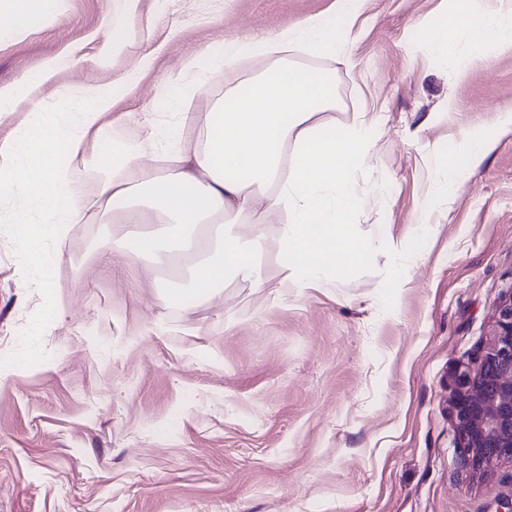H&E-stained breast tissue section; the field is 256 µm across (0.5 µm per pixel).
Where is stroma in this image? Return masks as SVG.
Returning <instances> with one entry per match:
<instances>
[{
	"mask_svg": "<svg viewBox=\"0 0 512 512\" xmlns=\"http://www.w3.org/2000/svg\"><path fill=\"white\" fill-rule=\"evenodd\" d=\"M339 0H60L21 36L0 35V89L52 74L0 111L11 150L63 89L125 76L108 134L123 142L167 81L209 73L224 47L263 38ZM455 0H362L332 69L320 122L375 133L357 165L351 217L387 253L335 281L284 279L279 226L264 225L261 283L233 280L184 311L98 215L47 240L50 270L18 244L0 196V512H512V460L461 466L452 373L476 368L512 293V45L474 49L458 19L453 57L416 29ZM473 167L446 159L472 134ZM487 148L485 138L480 135L472 136L463 153H454L448 156V173H454L466 169L475 164L484 155Z\"/></svg>",
	"mask_w": 512,
	"mask_h": 512,
	"instance_id": "stroma-1",
	"label": "stroma"
}]
</instances>
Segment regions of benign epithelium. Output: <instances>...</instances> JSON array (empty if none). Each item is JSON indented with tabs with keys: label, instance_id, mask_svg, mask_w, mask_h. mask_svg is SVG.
Listing matches in <instances>:
<instances>
[{
	"label": "benign epithelium",
	"instance_id": "obj_1",
	"mask_svg": "<svg viewBox=\"0 0 512 512\" xmlns=\"http://www.w3.org/2000/svg\"><path fill=\"white\" fill-rule=\"evenodd\" d=\"M463 467L512 458V294L495 310V331L478 367L455 371L451 399Z\"/></svg>",
	"mask_w": 512,
	"mask_h": 512
}]
</instances>
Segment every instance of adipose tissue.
Segmentation results:
<instances>
[{
	"mask_svg": "<svg viewBox=\"0 0 512 512\" xmlns=\"http://www.w3.org/2000/svg\"><path fill=\"white\" fill-rule=\"evenodd\" d=\"M58 10V0H0V33L22 35L33 23ZM349 11L315 16L265 39L226 46L214 74L233 75L246 58L266 66L239 83L206 111H193L187 88L193 69L170 78L165 104L180 127L199 131L193 145L161 134L152 107H144L137 139L116 147L104 132L103 116L121 84L106 83L67 91L59 112L41 124L0 162V195L23 187L41 216L20 211V241L33 265H46L40 245L61 239L71 225L93 212L113 222L135 225L133 250L153 268L170 266L195 251L188 285L165 292L183 308L213 297L230 278L259 280L264 249L262 224L287 215L279 245L285 279L310 288L335 279L338 270L365 263L378 245L352 231L356 207L352 178L368 146L365 126L339 133L316 122L336 106L331 70L290 60L297 49L332 59L346 29ZM474 45L512 44V9L476 16L470 26ZM93 145L110 173L95 195L71 188V163ZM247 226V234L211 238L210 228Z\"/></svg>",
	"mask_w": 512,
	"mask_h": 512,
	"instance_id": "1",
	"label": "adipose tissue"
}]
</instances>
